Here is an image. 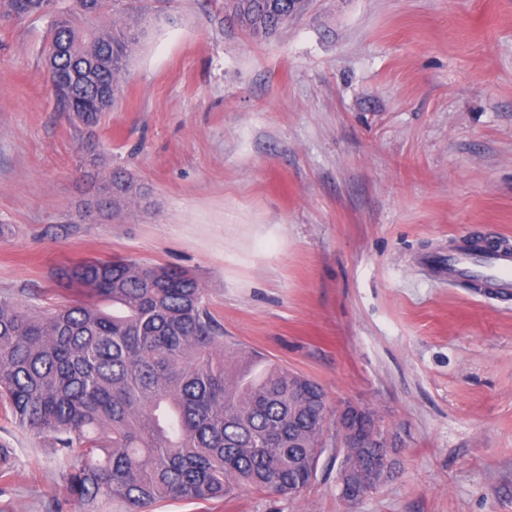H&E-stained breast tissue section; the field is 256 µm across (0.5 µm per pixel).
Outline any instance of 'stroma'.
<instances>
[{"mask_svg": "<svg viewBox=\"0 0 512 512\" xmlns=\"http://www.w3.org/2000/svg\"><path fill=\"white\" fill-rule=\"evenodd\" d=\"M222 0L139 14L101 164L60 112L44 22L0 20V293L66 302L59 267L188 271L238 356L374 414L394 469L347 505L329 446L293 499L242 490L155 512H512V294L435 276L466 238L512 247V0H309L276 35ZM132 177L96 222L99 176ZM0 512H52L46 438L0 418Z\"/></svg>", "mask_w": 512, "mask_h": 512, "instance_id": "1", "label": "stroma"}]
</instances>
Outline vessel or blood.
<instances>
[{
    "label": "vessel or blood",
    "mask_w": 512,
    "mask_h": 512,
    "mask_svg": "<svg viewBox=\"0 0 512 512\" xmlns=\"http://www.w3.org/2000/svg\"><path fill=\"white\" fill-rule=\"evenodd\" d=\"M435 268L449 281L473 282L486 294L505 295L512 292V250L502 249L475 255L465 250H452L437 257Z\"/></svg>",
    "instance_id": "vessel-or-blood-1"
}]
</instances>
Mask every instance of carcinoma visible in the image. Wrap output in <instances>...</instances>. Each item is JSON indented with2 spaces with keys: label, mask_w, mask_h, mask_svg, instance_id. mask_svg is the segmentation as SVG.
Listing matches in <instances>:
<instances>
[{
  "label": "carcinoma",
  "mask_w": 512,
  "mask_h": 512,
  "mask_svg": "<svg viewBox=\"0 0 512 512\" xmlns=\"http://www.w3.org/2000/svg\"><path fill=\"white\" fill-rule=\"evenodd\" d=\"M142 0H0V17L48 19L44 52L62 111L92 133L115 106L119 75L143 30L119 25ZM308 0H224V21L271 37ZM131 180L104 176L112 207ZM79 299L37 307L0 293V415L43 434L62 498L96 512L164 500L222 499L242 489L299 496L330 430L322 388L257 355L235 366L204 289L184 271L131 259L85 260L61 272ZM119 307L107 312L105 305ZM377 448H355L361 494ZM16 472L0 444V478Z\"/></svg>",
  "instance_id": "1"
}]
</instances>
